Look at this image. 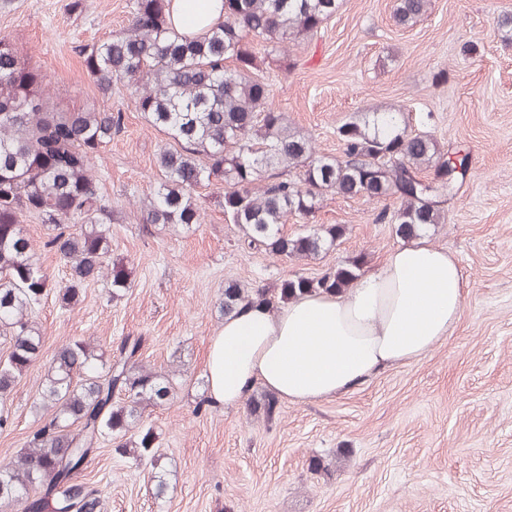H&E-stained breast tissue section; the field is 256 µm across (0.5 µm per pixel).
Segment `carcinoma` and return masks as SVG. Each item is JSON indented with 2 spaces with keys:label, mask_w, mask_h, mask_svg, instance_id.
<instances>
[{
  "label": "carcinoma",
  "mask_w": 512,
  "mask_h": 512,
  "mask_svg": "<svg viewBox=\"0 0 512 512\" xmlns=\"http://www.w3.org/2000/svg\"><path fill=\"white\" fill-rule=\"evenodd\" d=\"M343 0H224V20L202 34L177 33L168 0H131L128 26L82 50L99 94L128 95L147 123L167 138L156 156L157 185L141 199L144 229L201 223L200 190L234 225L248 249L292 261L314 260L336 247L343 224L309 225L324 197L380 202L376 220L415 239L447 221V204L470 167V155L448 166L449 151L410 125L401 109L374 112L336 128L340 155L319 152L270 102L266 70L295 65L289 45L310 41ZM429 0H396L397 24L416 23ZM125 128L121 110L62 109L43 71L7 35H0V430L12 424L4 400L43 346L32 319L50 280L33 258L27 217L48 225L43 248L68 271L62 306L78 303L83 286L104 279L112 300L132 288L131 269L112 255V225L123 211L98 193L93 163ZM393 202L388 207L386 202ZM302 230L284 231L288 219ZM364 256L348 257L319 276L294 274L274 287L224 285L223 319L256 299L274 310L307 293L347 291ZM140 336L121 339L110 355L94 340L59 345L34 401L44 424L27 446L0 464L3 512H105L101 491L82 481L103 441L115 454L151 468L155 494L165 495V457L146 413L173 396L176 371L143 363ZM251 413L280 414L278 399L251 397Z\"/></svg>",
  "instance_id": "carcinoma-1"
}]
</instances>
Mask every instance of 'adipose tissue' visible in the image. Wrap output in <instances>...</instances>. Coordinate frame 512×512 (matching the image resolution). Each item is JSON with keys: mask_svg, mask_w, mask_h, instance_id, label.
<instances>
[{"mask_svg": "<svg viewBox=\"0 0 512 512\" xmlns=\"http://www.w3.org/2000/svg\"><path fill=\"white\" fill-rule=\"evenodd\" d=\"M223 0H172L174 28L194 35L221 20ZM464 308L461 269L421 237L392 250L342 294H312L226 318L209 348L213 403L240 406L261 385L281 401L328 399L374 373L420 359L448 338Z\"/></svg>", "mask_w": 512, "mask_h": 512, "instance_id": "obj_1", "label": "adipose tissue"}]
</instances>
